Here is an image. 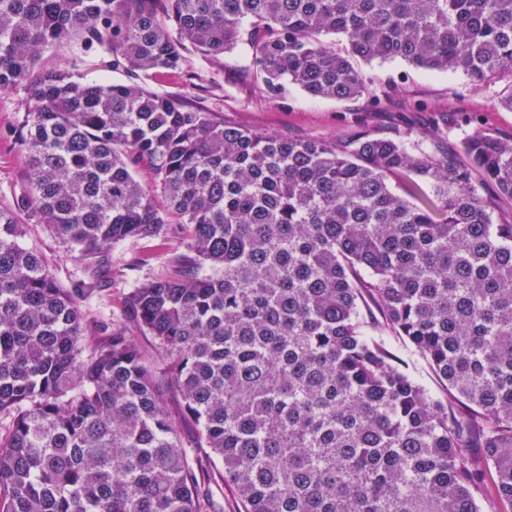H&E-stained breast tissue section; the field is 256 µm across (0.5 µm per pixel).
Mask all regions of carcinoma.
<instances>
[{
  "instance_id": "cac0c4a2",
  "label": "carcinoma",
  "mask_w": 512,
  "mask_h": 512,
  "mask_svg": "<svg viewBox=\"0 0 512 512\" xmlns=\"http://www.w3.org/2000/svg\"><path fill=\"white\" fill-rule=\"evenodd\" d=\"M72 41L128 82L41 66ZM239 44L271 97L358 101L357 61L398 60L503 82L512 109V0H0V92L28 104L26 188L0 207V512H213L216 476L239 512H512V136L472 112L446 121L467 131L454 152L400 128L267 135L146 86L189 45ZM21 215L94 268L185 225L168 272L130 294L155 355L124 332L84 353V315L20 244ZM386 342L390 349L404 362L407 371L414 375L423 386L440 399H445V390L429 365L419 356L414 355L407 342L397 336H387Z\"/></svg>"
}]
</instances>
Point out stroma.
<instances>
[{
    "label": "stroma",
    "instance_id": "35a3bbf8",
    "mask_svg": "<svg viewBox=\"0 0 512 512\" xmlns=\"http://www.w3.org/2000/svg\"><path fill=\"white\" fill-rule=\"evenodd\" d=\"M45 65L60 69L78 67L85 80L122 82L123 72L112 70L99 52H82L75 45L49 49ZM374 94L388 83L403 80L401 96L382 107L368 99L354 103L314 98L296 86L282 96L270 97L260 89V79L246 46H238L220 59L187 50L182 70L149 80L153 92L181 99L264 134H285L325 142L348 139L355 131L391 132L405 124L412 143L430 145L434 120L459 110L477 113L487 128L512 135V110L496 105L495 88H479L462 72H428L398 61L362 64ZM23 89L0 93V206H9L25 184L27 171L17 135L26 118ZM181 225H167L159 239L131 238L112 244L102 278H94L83 261L46 225L24 222L20 242L39 251L58 284L73 291L85 314L83 345L92 347L112 331L133 330L136 316L129 302L133 288L164 273L181 249Z\"/></svg>",
    "mask_w": 512,
    "mask_h": 512
}]
</instances>
